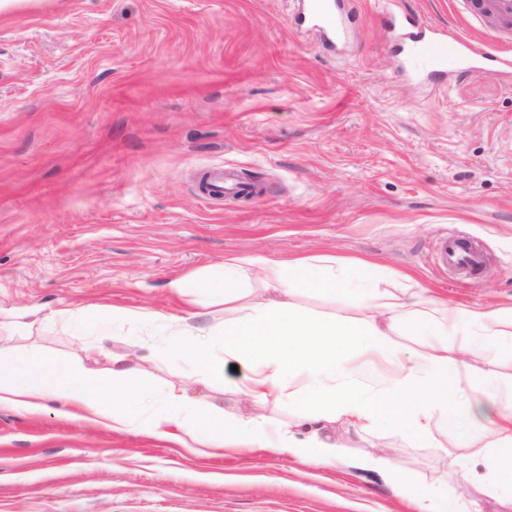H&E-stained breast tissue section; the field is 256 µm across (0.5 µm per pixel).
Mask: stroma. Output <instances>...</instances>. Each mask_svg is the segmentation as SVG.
Returning a JSON list of instances; mask_svg holds the SVG:
<instances>
[{"mask_svg": "<svg viewBox=\"0 0 512 512\" xmlns=\"http://www.w3.org/2000/svg\"><path fill=\"white\" fill-rule=\"evenodd\" d=\"M298 0H14L0 9V308L21 316L0 353L39 346L105 371L131 353L156 391L297 419L195 382L161 322L102 306L180 314L171 279L225 255L333 256L379 265L448 305L512 306V67L449 71L431 85L398 51L409 13L473 48L508 47L467 0H348L345 40L295 27ZM253 175L258 194L210 198L202 173ZM482 270L440 265L448 231ZM75 312L73 322L60 311ZM348 465L268 451L189 448L65 415L0 408V512H412L373 469L383 456L419 487L436 480L476 512H512L481 466L441 433L405 440L339 423Z\"/></svg>", "mask_w": 512, "mask_h": 512, "instance_id": "stroma-1", "label": "stroma"}]
</instances>
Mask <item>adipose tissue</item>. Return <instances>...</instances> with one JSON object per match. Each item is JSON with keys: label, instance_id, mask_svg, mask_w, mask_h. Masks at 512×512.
<instances>
[{"label": "adipose tissue", "instance_id": "adipose-tissue-1", "mask_svg": "<svg viewBox=\"0 0 512 512\" xmlns=\"http://www.w3.org/2000/svg\"><path fill=\"white\" fill-rule=\"evenodd\" d=\"M255 262L265 272L258 289L247 287L243 275ZM375 271L371 262L356 271L363 287L360 315L352 319L310 315L295 302L302 289L344 293L343 271L331 259L267 256L255 261L230 255L208 273L169 283L189 307L217 291L224 317L198 327L186 317L168 316L167 353L189 363L205 384L223 383L227 364L242 367L233 388L260 405L283 399L299 403L305 436L285 425L269 435L264 419L242 418L190 397L176 384L155 395L144 371L124 355L113 356L104 374L36 347L0 356V407L39 414L53 400L67 415L115 431L176 442L188 436L203 448H259L304 465L342 461L343 447L328 432L339 421L359 432L382 425L418 438L437 429L448 436V453L465 465L482 464L495 493L512 500V379L500 381L491 370L487 382L473 388L467 360L477 355L493 367L502 353H512V308H450L425 298L415 285L375 288ZM401 326L430 337V344L420 349L398 345L394 336ZM452 328L473 335L465 345L466 358L449 359L447 346L436 342ZM353 360L385 363L391 373L388 388L371 396L344 381ZM297 379L303 386L291 391ZM385 477L418 512H468L464 503L449 499L445 482L421 489L398 473L386 471Z\"/></svg>", "mask_w": 512, "mask_h": 512}]
</instances>
